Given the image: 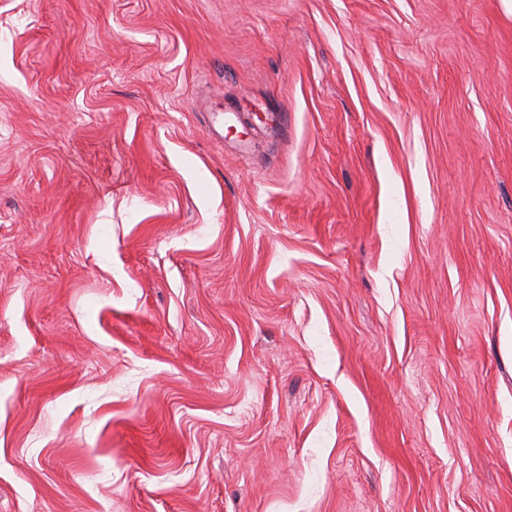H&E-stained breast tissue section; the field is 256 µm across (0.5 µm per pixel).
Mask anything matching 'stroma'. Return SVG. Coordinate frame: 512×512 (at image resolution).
Listing matches in <instances>:
<instances>
[{
    "label": "stroma",
    "mask_w": 512,
    "mask_h": 512,
    "mask_svg": "<svg viewBox=\"0 0 512 512\" xmlns=\"http://www.w3.org/2000/svg\"><path fill=\"white\" fill-rule=\"evenodd\" d=\"M0 512H512L501 0H0Z\"/></svg>",
    "instance_id": "stroma-1"
}]
</instances>
